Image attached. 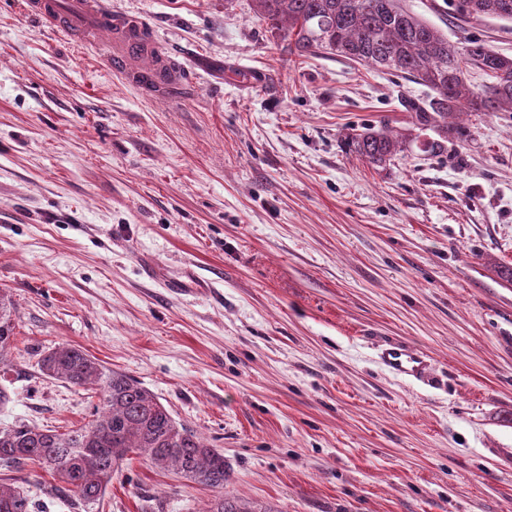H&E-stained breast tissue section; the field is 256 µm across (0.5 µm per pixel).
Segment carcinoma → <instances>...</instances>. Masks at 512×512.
I'll return each instance as SVG.
<instances>
[{
  "label": "carcinoma",
  "mask_w": 512,
  "mask_h": 512,
  "mask_svg": "<svg viewBox=\"0 0 512 512\" xmlns=\"http://www.w3.org/2000/svg\"><path fill=\"white\" fill-rule=\"evenodd\" d=\"M254 11L270 25L288 52L298 57L339 56L374 65L427 86L431 97L410 102L412 129L428 154L441 153L453 137L452 122L461 112H512V56L468 39L456 46L448 35L400 0H253ZM465 19L512 21V0H458ZM474 66L489 78L472 89L465 77ZM348 146L373 166L403 151V142L387 127H362ZM14 302L0 289V372L13 368ZM37 373L97 394L91 423L66 431L18 420L0 427V467L29 463L60 482L46 493L63 494L76 512H93L131 456H144L161 469L209 487L214 495L202 512H277L270 505L242 508L224 492L228 471L224 453L207 444L190 427L177 422L169 409L141 383L70 344L59 343L40 353ZM35 501L18 486L0 483V512H35Z\"/></svg>",
  "instance_id": "obj_1"
}]
</instances>
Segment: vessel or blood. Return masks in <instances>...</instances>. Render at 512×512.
<instances>
[{"label":"vessel or blood","mask_w":512,"mask_h":512,"mask_svg":"<svg viewBox=\"0 0 512 512\" xmlns=\"http://www.w3.org/2000/svg\"><path fill=\"white\" fill-rule=\"evenodd\" d=\"M25 7L38 23L80 42L83 47L105 50V60L112 73L141 89L156 88L172 78L175 63L165 48L154 47L151 65L137 70L127 67L123 57L112 53V43L116 40L129 50L139 51L141 33L147 25L143 20L114 12L109 0H26ZM161 285L175 294H205L214 288L212 280L190 268L181 276L163 279ZM380 359L390 372L415 379L421 378L428 368L424 354L400 344L383 349Z\"/></svg>","instance_id":"b4317fda"}]
</instances>
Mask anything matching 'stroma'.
<instances>
[{
    "mask_svg": "<svg viewBox=\"0 0 512 512\" xmlns=\"http://www.w3.org/2000/svg\"><path fill=\"white\" fill-rule=\"evenodd\" d=\"M457 43L512 55V22L403 0ZM179 62L144 92L0 0V288L16 345L0 427L90 422L34 354L85 350L223 449L228 494L276 512H512V112H467L440 154L380 166L352 130L410 127L425 86L289 56L252 0H112ZM194 265L177 295L145 264ZM423 352L427 382L379 352ZM72 512L37 467L0 468ZM211 489L133 457L97 512H203ZM160 284L175 294H205L215 288L212 280L199 276L190 267H185L181 276L163 279Z\"/></svg>",
    "mask_w": 512,
    "mask_h": 512,
    "instance_id": "35a3bbf8",
    "label": "stroma"
}]
</instances>
